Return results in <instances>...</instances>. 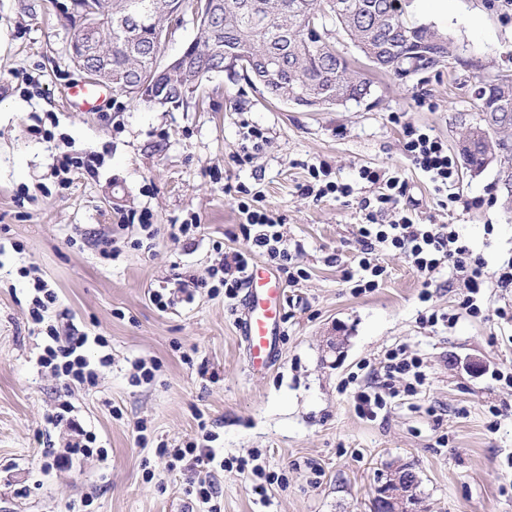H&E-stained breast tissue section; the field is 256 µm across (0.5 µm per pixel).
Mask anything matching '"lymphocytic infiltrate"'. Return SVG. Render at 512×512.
<instances>
[{
  "instance_id": "lymphocytic-infiltrate-1",
  "label": "lymphocytic infiltrate",
  "mask_w": 512,
  "mask_h": 512,
  "mask_svg": "<svg viewBox=\"0 0 512 512\" xmlns=\"http://www.w3.org/2000/svg\"><path fill=\"white\" fill-rule=\"evenodd\" d=\"M404 152L413 166L423 172L437 192L447 191L455 184L458 167L443 141L431 131L406 127ZM360 180L379 186L380 191L363 199L364 222L359 227L361 255L356 268L345 271V282L351 283L354 293L375 291L385 282L388 272L381 259L382 252L393 251L405 256L412 270L426 277L441 265H449L466 284L460 307L466 314L479 315L484 306L483 290L487 283V264L463 244L452 224H417L400 208L406 195V184L396 177H385L378 170L363 167ZM240 196L238 209L242 216L240 232L244 248L221 252L210 277L223 288L224 296L233 300L246 280L254 253L267 256L277 270L287 273L289 283L296 284L307 276L303 268L295 267L288 242L280 226L281 218L268 212L259 195L245 185H237ZM34 295L30 318L44 341L38 358L41 367L50 369L66 382L96 385L101 372L112 365L108 342L101 336L60 334L51 319L58 302L54 288L42 278L33 280ZM422 362L407 356L403 350L388 351L384 357L382 375L376 383L367 384L355 394V409L360 416L371 417L385 405V396L393 392L396 383H404L407 392H415L424 380Z\"/></svg>"
}]
</instances>
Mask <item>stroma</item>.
<instances>
[{
  "instance_id": "stroma-1",
  "label": "stroma",
  "mask_w": 512,
  "mask_h": 512,
  "mask_svg": "<svg viewBox=\"0 0 512 512\" xmlns=\"http://www.w3.org/2000/svg\"><path fill=\"white\" fill-rule=\"evenodd\" d=\"M406 11L449 34L456 59L404 79L371 74L369 96L331 111L283 106L224 71L179 106L115 95L100 111L77 112L64 97L84 78L69 23L53 0H0V512H191L198 470L169 469L156 447L197 438L202 420L218 457L254 454L279 477L262 491L251 473L212 474L221 512H370L381 478L403 463L421 478L423 512H512V388L493 377L512 368V321L460 313L463 287L451 268L425 280L393 252L382 255L381 288L358 295L343 280L359 251L361 201L377 192L359 180L364 166L405 181L415 222L456 225L491 270L512 263L499 181L511 161L499 155L477 171L459 164L458 199L444 208L403 151L413 125L459 156L481 80L512 75V5L448 0L443 15L410 0ZM252 127L264 140L239 160ZM66 143L102 163L63 187L53 166ZM320 164L352 185L350 197L303 195L309 167ZM237 184L283 217L309 273L285 287L280 354L259 377L239 331L242 304L192 285L207 278L214 245H242ZM144 209L157 218L150 238L121 224L123 213ZM193 215L197 232L174 238ZM110 240L119 255L105 264L99 252ZM31 265L55 288L61 324L107 338L112 367L95 387L64 386L38 366L42 341L31 333L20 273ZM431 313L459 319L421 324ZM396 348L422 361L424 385L388 399L375 419L360 417L347 377L378 372ZM470 359L478 369H466ZM138 360L157 364L152 382L132 384ZM64 401L106 458L76 454L67 470L51 468L46 448L65 451L72 437L62 426L46 430L44 417Z\"/></svg>"
}]
</instances>
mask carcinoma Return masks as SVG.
Here are the masks:
<instances>
[{
    "mask_svg": "<svg viewBox=\"0 0 512 512\" xmlns=\"http://www.w3.org/2000/svg\"><path fill=\"white\" fill-rule=\"evenodd\" d=\"M102 10L96 31H76L77 40H95L112 49V91L141 99L139 82L151 69L169 33L172 17L182 14L186 0H166V10L151 9L154 0H95ZM216 19L199 22L200 35L187 54L185 70L171 85L197 83L208 68L207 52H224L226 70L239 69L253 85L273 100L295 95L301 104L318 111L335 109L370 94V81L349 68L346 58L330 41L329 29L343 32L372 69L398 77L409 71L434 69L455 58L451 38L429 24H414L398 0H220ZM141 14L140 41H124L120 22L129 12ZM316 16L318 30L309 27ZM143 100V99H141ZM478 122L461 142L466 164L480 168L495 152L512 153V141L491 134L512 129V79L507 76L481 82L477 92ZM149 104L148 100H143Z\"/></svg>",
    "mask_w": 512,
    "mask_h": 512,
    "instance_id": "cac0c4a2",
    "label": "carcinoma"
}]
</instances>
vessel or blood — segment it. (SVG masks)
Wrapping results in <instances>:
<instances>
[{
  "label": "vessel or blood",
  "mask_w": 512,
  "mask_h": 512,
  "mask_svg": "<svg viewBox=\"0 0 512 512\" xmlns=\"http://www.w3.org/2000/svg\"><path fill=\"white\" fill-rule=\"evenodd\" d=\"M107 86L86 81L66 89L68 99L80 110H97L110 95ZM248 294L240 319L241 334L247 344L248 363L253 376H261L278 353L277 336L283 317V288L276 272L265 265H254L247 278Z\"/></svg>",
  "instance_id": "obj_1"
}]
</instances>
